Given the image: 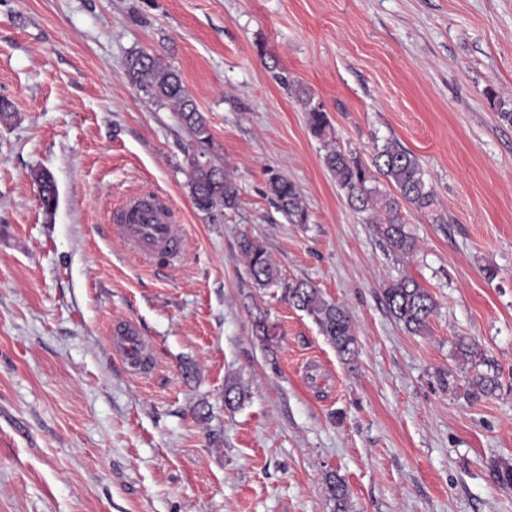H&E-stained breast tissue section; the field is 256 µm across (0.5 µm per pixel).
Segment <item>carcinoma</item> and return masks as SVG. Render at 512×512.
Returning a JSON list of instances; mask_svg holds the SVG:
<instances>
[{
	"instance_id": "1",
	"label": "carcinoma",
	"mask_w": 512,
	"mask_h": 512,
	"mask_svg": "<svg viewBox=\"0 0 512 512\" xmlns=\"http://www.w3.org/2000/svg\"><path fill=\"white\" fill-rule=\"evenodd\" d=\"M126 75L131 84L138 86L151 97L173 105L182 124L192 136L191 173L188 188L194 208L206 220L217 222L224 218V211L234 210L239 204V190L230 173L210 161L201 162L211 147L207 119L193 97L188 93L180 75L160 58L143 52L131 54L126 63ZM298 101L307 112L312 133L323 139L330 129V121L322 106L305 88H295ZM323 162L336 185L345 191L349 205L356 211L368 214V223L386 252L395 257L414 252L416 244L406 231L400 217V202L418 210H430L435 205V195L424 180L423 169L417 157L388 142L379 148L371 164L360 157L342 150L333 142H325ZM382 175L393 184L394 194L379 187L375 174ZM266 187L271 200L285 215L290 224H306L310 215L303 194L288 177L275 169L266 171ZM40 202L44 210L52 212L57 204L58 190L52 176L39 172L35 176ZM250 276L260 288H278L281 298L299 311L313 318L320 333L335 348L338 356L349 364L353 361L356 338L347 311L324 298L320 289L303 280H285L272 263L266 249L248 236L239 242ZM383 297L391 316L414 334L424 333L437 302L415 279L405 276L392 281L383 289ZM253 331L264 341L276 336L277 325L269 322L264 314L253 320ZM458 360L471 364L481 356L478 344L463 339L457 344ZM467 395L475 398L491 396L501 388L498 375L476 372L468 381ZM245 389L237 378L228 377L224 383V405L234 408L246 399ZM325 486L333 512H348V488L340 477L330 474Z\"/></svg>"
}]
</instances>
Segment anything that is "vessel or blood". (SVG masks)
Instances as JSON below:
<instances>
[{
	"label": "vessel or blood",
	"mask_w": 512,
	"mask_h": 512,
	"mask_svg": "<svg viewBox=\"0 0 512 512\" xmlns=\"http://www.w3.org/2000/svg\"><path fill=\"white\" fill-rule=\"evenodd\" d=\"M114 220L121 239L139 258L170 264L182 258L184 238L179 216L164 197L153 192L131 195L115 212ZM118 351L128 364L139 365L150 358L151 343L130 323Z\"/></svg>",
	"instance_id": "obj_1"
}]
</instances>
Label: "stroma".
I'll return each instance as SVG.
<instances>
[{"label": "stroma", "mask_w": 512, "mask_h": 512, "mask_svg": "<svg viewBox=\"0 0 512 512\" xmlns=\"http://www.w3.org/2000/svg\"><path fill=\"white\" fill-rule=\"evenodd\" d=\"M136 51L208 119L239 189L221 223L191 203L187 128L126 76ZM283 75L341 149L418 158L436 204L401 207L413 253L389 255L350 208ZM0 98V512H331L330 473L349 512H512L494 476L512 462V0H0ZM270 168L309 223L272 203ZM139 190L180 210L181 265L124 247L112 213ZM245 236L347 310L353 364L255 285ZM404 276L437 302L421 335L383 302ZM127 322L153 344L149 375L112 345ZM462 337L494 395H463ZM230 376L249 390L232 411ZM295 94L307 112V120L312 133L318 138L325 139L328 129H330L327 113L319 103L314 102V97L307 89L296 87ZM266 175L267 192L288 223H308L309 210L298 186L278 170L268 169ZM40 202L46 212H52L57 204L58 190L50 174L39 172L35 176ZM325 486L329 499L333 503V512H349V493L343 479L335 474H329L325 478Z\"/></svg>", "instance_id": "1"}]
</instances>
